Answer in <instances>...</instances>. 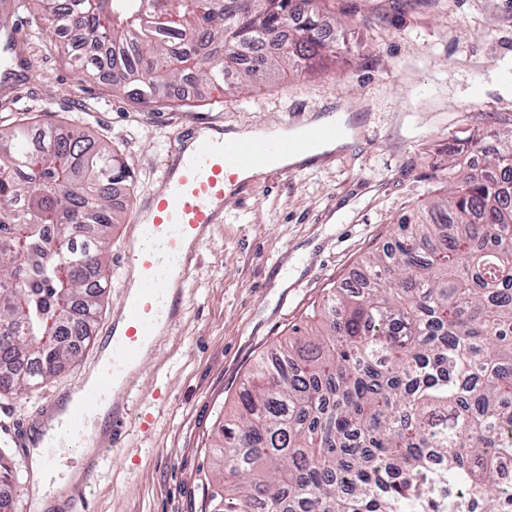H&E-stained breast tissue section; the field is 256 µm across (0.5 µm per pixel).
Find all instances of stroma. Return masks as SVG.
I'll use <instances>...</instances> for the list:
<instances>
[{
	"mask_svg": "<svg viewBox=\"0 0 512 512\" xmlns=\"http://www.w3.org/2000/svg\"><path fill=\"white\" fill-rule=\"evenodd\" d=\"M360 57L307 78L279 76L228 89L224 107L137 105L102 82H82L51 47L21 0H0V35L23 26L15 55L22 75L0 82V117L26 112L58 123L80 118L133 172L112 192L109 288L95 340L40 391L0 395V421L30 416L40 401L76 386L120 307L129 277L120 267L137 202L157 185L186 123L225 129L293 127L345 110L357 142L287 174L241 182L184 284V303L158 359L140 372L147 430L103 462L76 512H204L214 444L235 394L259 358L304 326L330 289L346 285L399 220L448 192V146L483 133L485 148L512 132V0H325ZM136 204H129V197ZM14 484L0 487L11 512H30V449L0 433Z\"/></svg>",
	"mask_w": 512,
	"mask_h": 512,
	"instance_id": "stroma-1",
	"label": "stroma"
}]
</instances>
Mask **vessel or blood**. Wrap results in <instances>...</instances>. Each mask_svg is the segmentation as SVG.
I'll use <instances>...</instances> for the list:
<instances>
[{"label":"vessel or blood","instance_id":"obj_1","mask_svg":"<svg viewBox=\"0 0 512 512\" xmlns=\"http://www.w3.org/2000/svg\"><path fill=\"white\" fill-rule=\"evenodd\" d=\"M209 136L186 127L193 137L192 152L175 148L160 179V186L143 202L144 216L136 225L137 245L124 250L125 270L140 269V295L124 299L113 319L121 331L108 341L110 360L94 380L82 381L67 398L66 428L61 437L41 436L47 461L75 453L92 442L87 431L89 413L104 401H111L109 435L102 454L123 447L131 425L146 427L137 411L129 372L139 365L146 345L160 328H173L183 304L181 294L167 295L170 280H187L196 265V256L222 214L225 204L238 189L237 172L250 166L260 173L285 172V159L302 149L304 142L335 139V123L310 128L305 141L290 139L245 140L226 136L223 125L212 127ZM194 248L185 251L186 238Z\"/></svg>","mask_w":512,"mask_h":512}]
</instances>
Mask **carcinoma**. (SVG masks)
<instances>
[{
	"instance_id": "cac0c4a2",
	"label": "carcinoma",
	"mask_w": 512,
	"mask_h": 512,
	"mask_svg": "<svg viewBox=\"0 0 512 512\" xmlns=\"http://www.w3.org/2000/svg\"><path fill=\"white\" fill-rule=\"evenodd\" d=\"M82 80L138 103L194 99L340 57L319 0H22ZM301 24L289 25L293 14ZM329 292L314 326L273 347L224 421L208 512H512V136ZM132 179L79 119L0 121V392L77 359L107 288L112 189Z\"/></svg>"
}]
</instances>
